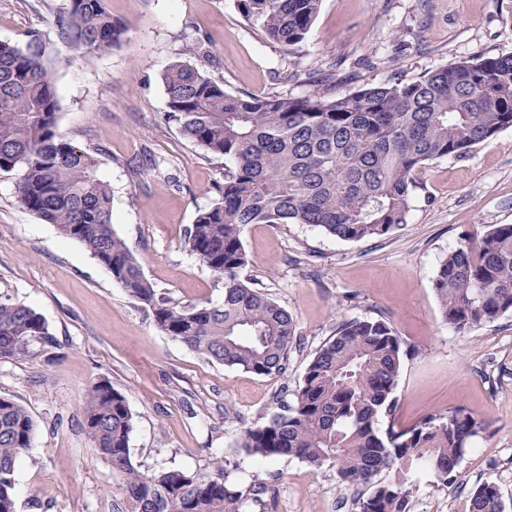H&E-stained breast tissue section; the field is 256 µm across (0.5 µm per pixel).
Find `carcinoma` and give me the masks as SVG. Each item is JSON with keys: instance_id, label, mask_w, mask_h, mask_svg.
<instances>
[{"instance_id": "carcinoma-1", "label": "carcinoma", "mask_w": 512, "mask_h": 512, "mask_svg": "<svg viewBox=\"0 0 512 512\" xmlns=\"http://www.w3.org/2000/svg\"><path fill=\"white\" fill-rule=\"evenodd\" d=\"M322 0H235L273 43H302ZM56 41L28 33L0 41V173L17 172L18 199L65 238L81 243L126 293L149 308L157 326L207 360L258 376L288 379L297 340L292 314L242 276L248 224H307L342 241L389 236L407 223L422 185L418 172L441 158H463L512 128V53L454 61L422 77L338 96L336 62L324 61L312 89L294 97L232 94L189 61L162 81L164 119L208 154L224 158L218 199L198 212L187 247L224 283L218 306H172L156 298L140 261L112 227V191L98 160L56 133L60 104L55 61L120 46L128 28L105 0H67L54 16ZM443 320L470 331L512 312V224H495L478 246L448 253L433 280ZM57 344L34 309L0 301V360H23ZM416 353L383 318L341 321L315 352L301 383L283 384L268 420L244 428L232 453L205 476L179 468L146 472L134 463L133 413L106 378L90 382L81 427L94 450L122 477L121 512H275L263 478L229 482L233 456L296 458L331 471L354 491L355 512H410L415 476L449 486L473 438L488 422L463 406L428 413L408 428L396 422L404 358ZM35 422L0 397V512H15V470ZM469 512H505L498 485L469 493Z\"/></svg>"}]
</instances>
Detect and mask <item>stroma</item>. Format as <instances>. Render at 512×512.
<instances>
[{"label": "stroma", "instance_id": "obj_1", "mask_svg": "<svg viewBox=\"0 0 512 512\" xmlns=\"http://www.w3.org/2000/svg\"><path fill=\"white\" fill-rule=\"evenodd\" d=\"M127 24L121 45L56 71V133L98 158L112 188L113 229L158 296L189 307L217 304L224 284L186 245L199 210L212 205L224 160L165 123L164 72L186 43L235 94L309 90L310 70L336 63L346 95L393 78L417 79L459 58L512 52V0H323L293 55L245 22L234 0H107ZM66 0H0V41L54 33ZM298 71L287 78L288 62ZM407 223L396 233L344 242L305 224H251L242 242L255 279L291 312L298 337L288 377L257 376L203 359L164 334L80 243L41 223L17 197V173H0V300L24 303L57 339L48 352L0 362V396L22 404L36 430L17 466L16 512H117L121 481L80 427L85 386L109 379L133 413L131 456L142 470L207 474L213 456L275 411L282 383L301 382L312 354L341 318H383L418 354L405 359L398 421L463 406L487 418L448 487L420 486L412 512H468V493L495 482L512 512V313L461 333L445 324L432 288L462 237L512 224V129L466 157L426 165ZM232 482L270 479L276 512H352L333 473L293 458H236Z\"/></svg>", "mask_w": 512, "mask_h": 512}]
</instances>
